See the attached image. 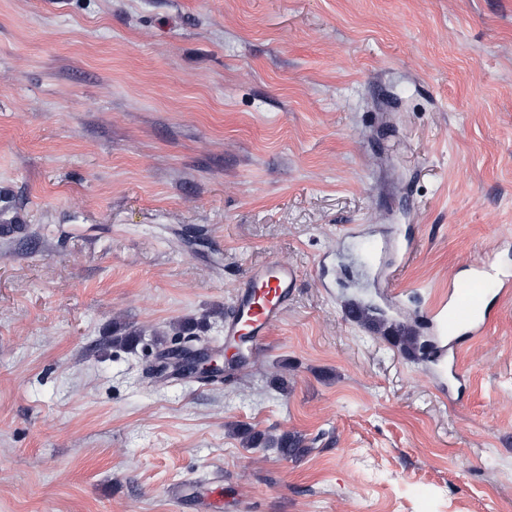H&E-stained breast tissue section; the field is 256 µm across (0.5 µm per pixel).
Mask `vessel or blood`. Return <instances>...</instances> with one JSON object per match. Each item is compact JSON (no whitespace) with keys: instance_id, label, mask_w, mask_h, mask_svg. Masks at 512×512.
Here are the masks:
<instances>
[{"instance_id":"vessel-or-blood-1","label":"vessel or blood","mask_w":512,"mask_h":512,"mask_svg":"<svg viewBox=\"0 0 512 512\" xmlns=\"http://www.w3.org/2000/svg\"><path fill=\"white\" fill-rule=\"evenodd\" d=\"M302 278L299 267L269 261L250 269L230 318L224 325L228 337H246L251 349L262 350L273 326L283 317L288 299ZM485 278L480 266H473L462 278L449 277L448 298L429 309L427 326L437 331L436 360L457 362L465 343L486 335L499 312L498 299L512 295V278L502 277L488 303Z\"/></svg>"}]
</instances>
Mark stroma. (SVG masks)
<instances>
[{
    "instance_id": "stroma-1",
    "label": "stroma",
    "mask_w": 512,
    "mask_h": 512,
    "mask_svg": "<svg viewBox=\"0 0 512 512\" xmlns=\"http://www.w3.org/2000/svg\"><path fill=\"white\" fill-rule=\"evenodd\" d=\"M11 222L0 512H512V298L457 400L345 314L419 322L466 264L512 273V0H0ZM270 260L303 277L263 350L149 375ZM234 435L240 438L242 444L248 448H273L285 458L303 455L307 448L304 438L298 433L284 431L278 435H266L254 428L237 424L233 430Z\"/></svg>"
}]
</instances>
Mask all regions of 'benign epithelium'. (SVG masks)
Masks as SVG:
<instances>
[{
  "instance_id": "obj_1",
  "label": "benign epithelium",
  "mask_w": 512,
  "mask_h": 512,
  "mask_svg": "<svg viewBox=\"0 0 512 512\" xmlns=\"http://www.w3.org/2000/svg\"><path fill=\"white\" fill-rule=\"evenodd\" d=\"M222 351L208 346H198L193 337H179L172 346L161 352L157 362L152 366V373L173 374L182 378L204 377L212 373L224 371Z\"/></svg>"
}]
</instances>
